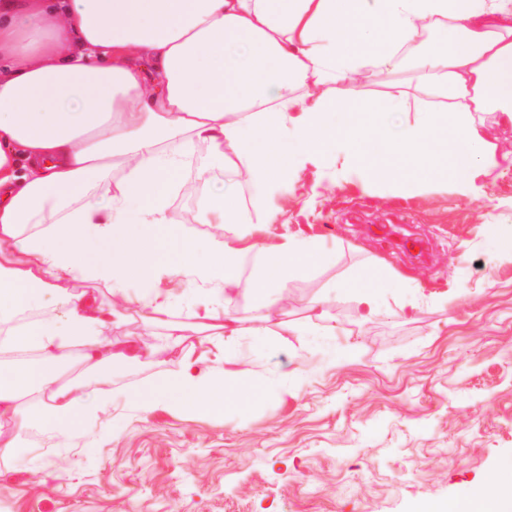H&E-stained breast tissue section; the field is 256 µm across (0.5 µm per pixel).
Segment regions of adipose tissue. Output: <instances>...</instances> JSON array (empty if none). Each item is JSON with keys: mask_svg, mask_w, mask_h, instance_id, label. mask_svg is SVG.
Segmentation results:
<instances>
[{"mask_svg": "<svg viewBox=\"0 0 512 512\" xmlns=\"http://www.w3.org/2000/svg\"><path fill=\"white\" fill-rule=\"evenodd\" d=\"M395 70L397 91L364 95L361 81ZM512 123V0H0V449L38 427L60 439L87 430L112 404L59 384L72 348L88 369L151 361L180 345L115 348L120 306L69 291L94 282L120 295L131 275L167 274L155 228L166 226L171 174L197 142L200 174L228 168L265 189L299 160L335 149L347 168L417 186L512 169L485 117ZM51 213V224L35 218ZM181 276L231 306L250 273L264 313L281 323L288 278L324 256L284 237L244 250L229 237H167ZM58 309L20 315L46 292ZM40 398L26 408L22 393ZM266 394L245 371L186 360L133 392L142 411L172 401L223 416ZM417 512H512V455L454 499Z\"/></svg>", "mask_w": 512, "mask_h": 512, "instance_id": "ef3b65f1", "label": "adipose tissue"}]
</instances>
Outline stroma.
I'll list each match as a JSON object with an SVG mask.
<instances>
[{"label":"stroma","instance_id":"1","mask_svg":"<svg viewBox=\"0 0 512 512\" xmlns=\"http://www.w3.org/2000/svg\"><path fill=\"white\" fill-rule=\"evenodd\" d=\"M175 180L173 229L269 251L290 232L327 260L289 278L286 328L229 347L191 316L198 290L183 276L162 282L170 328L128 303L108 332L118 346L169 329L182 345L69 374L82 396L111 388L112 408L66 444L48 436L0 454V512H412L462 495L512 454V169L404 188L328 151L276 191L239 188L262 210L247 225L201 214L204 197L233 186L228 171L202 176L188 162ZM388 224L423 257L392 246ZM380 268L402 282L366 320L333 287ZM220 347L269 385L262 400L220 418L170 401L141 414L132 391Z\"/></svg>","mask_w":512,"mask_h":512}]
</instances>
